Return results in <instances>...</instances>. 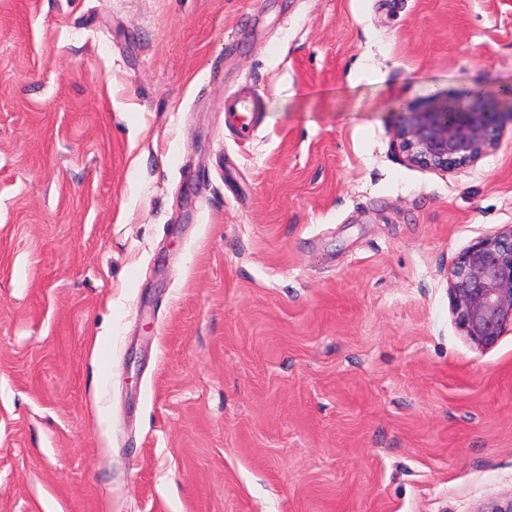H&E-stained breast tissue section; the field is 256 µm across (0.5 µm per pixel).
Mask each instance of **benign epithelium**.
Here are the masks:
<instances>
[{"label": "benign epithelium", "mask_w": 512, "mask_h": 512, "mask_svg": "<svg viewBox=\"0 0 512 512\" xmlns=\"http://www.w3.org/2000/svg\"><path fill=\"white\" fill-rule=\"evenodd\" d=\"M473 102L439 100L426 110L401 113L393 137L404 159L415 166L448 171L474 164L495 149L512 112H491ZM452 313L464 336L488 350L512 332V225L462 250L448 269Z\"/></svg>", "instance_id": "obj_1"}]
</instances>
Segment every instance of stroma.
<instances>
[{"label":"stroma","instance_id":"1","mask_svg":"<svg viewBox=\"0 0 512 512\" xmlns=\"http://www.w3.org/2000/svg\"><path fill=\"white\" fill-rule=\"evenodd\" d=\"M512 0H0V512H475L512 496V333L447 271L512 225ZM261 100L245 139L231 92ZM466 97L473 99L467 106L447 96L429 109L401 113L393 137L408 163L448 172L474 164L498 146L500 128L506 120L512 123V112L479 105L480 91Z\"/></svg>","mask_w":512,"mask_h":512}]
</instances>
